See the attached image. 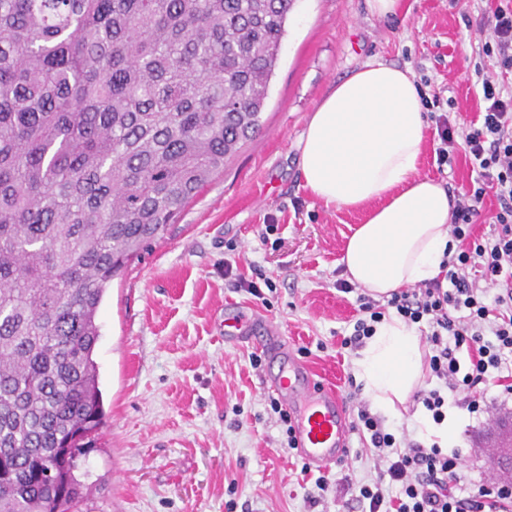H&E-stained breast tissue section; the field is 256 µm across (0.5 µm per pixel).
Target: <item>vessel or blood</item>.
Returning a JSON list of instances; mask_svg holds the SVG:
<instances>
[{
  "label": "vessel or blood",
  "instance_id": "obj_1",
  "mask_svg": "<svg viewBox=\"0 0 512 512\" xmlns=\"http://www.w3.org/2000/svg\"><path fill=\"white\" fill-rule=\"evenodd\" d=\"M224 326L226 340H260L270 364L277 366L270 387L293 416L300 454L319 468L343 458L349 447L347 411L334 392L315 382L304 364L291 359L279 328L258 316L248 320L229 317Z\"/></svg>",
  "mask_w": 512,
  "mask_h": 512
}]
</instances>
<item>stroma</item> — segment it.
<instances>
[{
  "instance_id": "stroma-1",
  "label": "stroma",
  "mask_w": 512,
  "mask_h": 512,
  "mask_svg": "<svg viewBox=\"0 0 512 512\" xmlns=\"http://www.w3.org/2000/svg\"><path fill=\"white\" fill-rule=\"evenodd\" d=\"M499 3L401 0L396 16L378 18L367 0H295L261 132L106 291L94 354L106 417L80 461L82 512H358L337 504L335 485L345 476L371 482L375 457L354 434L337 464L307 467L270 408L264 368L251 363L261 346L225 341L224 313L273 319L347 410L365 400L351 379L355 353L341 346L359 315L356 296L336 286L362 216L309 194L299 140L319 102L373 60L409 70L420 96L438 100L456 127L476 120L484 109L476 68L512 89V73L482 53L491 31L480 19ZM438 145L429 131L420 174L450 191L473 185L464 152L441 167ZM261 274L272 287L259 299L247 284ZM448 418L449 450L490 473V449L512 441V402L479 415L455 408ZM317 494L321 502L309 506Z\"/></svg>"
}]
</instances>
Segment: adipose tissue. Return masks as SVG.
Listing matches in <instances>:
<instances>
[{
	"instance_id": "ef3b65f1",
	"label": "adipose tissue",
	"mask_w": 512,
	"mask_h": 512,
	"mask_svg": "<svg viewBox=\"0 0 512 512\" xmlns=\"http://www.w3.org/2000/svg\"><path fill=\"white\" fill-rule=\"evenodd\" d=\"M427 123L409 71L374 61L312 112L299 144L304 187L327 205L364 214L341 262L347 278L375 298L437 277L450 240V201L440 182L420 176ZM373 406L395 414L423 379L413 327L377 324L353 361Z\"/></svg>"
}]
</instances>
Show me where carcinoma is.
<instances>
[{
  "label": "carcinoma",
  "mask_w": 512,
  "mask_h": 512,
  "mask_svg": "<svg viewBox=\"0 0 512 512\" xmlns=\"http://www.w3.org/2000/svg\"><path fill=\"white\" fill-rule=\"evenodd\" d=\"M293 0H0V512H78L112 280L261 130Z\"/></svg>",
  "instance_id": "carcinoma-1"
}]
</instances>
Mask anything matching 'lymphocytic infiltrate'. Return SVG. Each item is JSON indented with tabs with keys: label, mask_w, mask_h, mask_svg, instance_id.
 Returning <instances> with one entry per match:
<instances>
[{
	"label": "lymphocytic infiltrate",
	"mask_w": 512,
	"mask_h": 512,
	"mask_svg": "<svg viewBox=\"0 0 512 512\" xmlns=\"http://www.w3.org/2000/svg\"><path fill=\"white\" fill-rule=\"evenodd\" d=\"M491 42L482 52L512 71V0L497 6L488 22ZM485 103L479 122L455 133L447 115L435 116L439 165L452 164L454 144H461L473 168L476 185L458 196L440 274L412 288L377 300L339 281L344 293H356L360 312L342 348L362 347L375 326L389 314L416 327L428 348V386L416 402L434 422L453 405L482 411L489 387L501 398L512 397V91L483 78ZM498 209L491 229L474 237L472 226L485 195ZM352 428L381 461L377 476L359 485L361 512H512V486L500 485L464 469L458 454L438 445H400L383 420L366 405L357 408Z\"/></svg>",
	"instance_id": "lymphocytic-infiltrate-1"
}]
</instances>
